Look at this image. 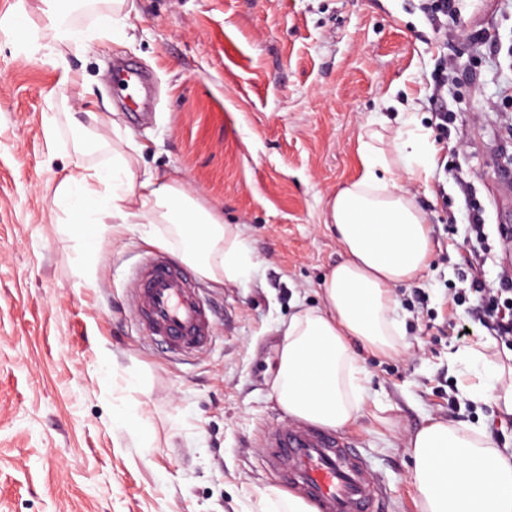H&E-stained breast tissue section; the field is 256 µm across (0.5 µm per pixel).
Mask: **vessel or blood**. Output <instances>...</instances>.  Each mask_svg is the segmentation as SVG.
Masks as SVG:
<instances>
[{"label": "vessel or blood", "mask_w": 512, "mask_h": 512, "mask_svg": "<svg viewBox=\"0 0 512 512\" xmlns=\"http://www.w3.org/2000/svg\"><path fill=\"white\" fill-rule=\"evenodd\" d=\"M130 288L148 336L175 354L207 347L208 309L191 273L169 254L145 257ZM265 445L267 463L281 483L316 512H381L384 489L371 480L366 458L351 438L292 421L270 432Z\"/></svg>", "instance_id": "b4317fda"}]
</instances>
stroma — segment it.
<instances>
[{
    "instance_id": "1",
    "label": "stroma",
    "mask_w": 512,
    "mask_h": 512,
    "mask_svg": "<svg viewBox=\"0 0 512 512\" xmlns=\"http://www.w3.org/2000/svg\"><path fill=\"white\" fill-rule=\"evenodd\" d=\"M130 2L102 37L104 0L72 10L85 51L31 56L0 35V512H255V487L277 481L265 438L289 419L272 389L283 325L321 305L343 258L327 198L360 174V135L393 136L400 109L436 150L429 181L408 183L433 253L395 290L404 352L361 353L366 401L344 432L388 491L383 512H419L408 438L429 420L485 429L511 457L512 418L467 405L448 357L488 336L474 302H452L474 277L464 256L483 254L487 293L512 272V0H460L439 30L423 0ZM116 61L145 75L143 112L115 94ZM443 72L446 132L431 100ZM86 112L115 113L110 149L72 123ZM130 144L240 225L255 257L240 283L196 278L203 352L174 355L137 321L129 279L166 225L105 226L93 253L55 197L75 160Z\"/></svg>"
}]
</instances>
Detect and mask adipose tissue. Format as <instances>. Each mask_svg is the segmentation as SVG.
I'll return each mask as SVG.
<instances>
[{"label":"adipose tissue","mask_w":512,"mask_h":512,"mask_svg":"<svg viewBox=\"0 0 512 512\" xmlns=\"http://www.w3.org/2000/svg\"><path fill=\"white\" fill-rule=\"evenodd\" d=\"M414 117L391 140L372 132L362 140L358 178L331 195L324 213L345 254L325 276L323 305L297 311L283 331L279 367L272 382L280 406L291 416L339 429L352 423L365 402L367 372L360 349L403 350L394 288L418 277L432 252L425 214L404 179H429L434 150L412 132ZM141 147L116 150L112 161L75 163L58 185L68 224L83 225L79 237L96 249L102 226L168 225L185 262L214 285L235 284L255 261L239 225L225 223L202 205L175 175L137 172ZM494 340L464 353L472 383L465 398L492 403L512 417V351L507 363L491 358ZM413 467L408 479L421 512H512V458L484 430L433 421L408 439Z\"/></svg>","instance_id":"adipose-tissue-1"}]
</instances>
